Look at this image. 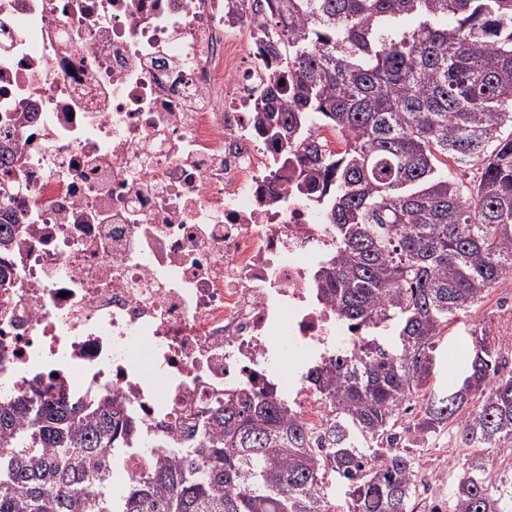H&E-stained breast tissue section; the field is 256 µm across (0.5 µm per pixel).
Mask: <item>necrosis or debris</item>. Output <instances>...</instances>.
Wrapping results in <instances>:
<instances>
[{
	"instance_id": "4bbe7bcc",
	"label": "necrosis or debris",
	"mask_w": 512,
	"mask_h": 512,
	"mask_svg": "<svg viewBox=\"0 0 512 512\" xmlns=\"http://www.w3.org/2000/svg\"><path fill=\"white\" fill-rule=\"evenodd\" d=\"M267 25L253 0H0V173L26 219L0 256V398L114 400L140 423L124 481L242 391L325 430L306 364L360 341L314 285L335 230L257 132L287 79Z\"/></svg>"
}]
</instances>
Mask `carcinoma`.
Listing matches in <instances>:
<instances>
[{
    "label": "carcinoma",
    "mask_w": 512,
    "mask_h": 512,
    "mask_svg": "<svg viewBox=\"0 0 512 512\" xmlns=\"http://www.w3.org/2000/svg\"><path fill=\"white\" fill-rule=\"evenodd\" d=\"M267 55L289 93L261 96V130L300 148L311 124L349 138L307 145L296 191L315 195L338 251L316 275L340 322L370 333L363 353L315 367L334 447L321 451L281 404L243 392L212 410L185 456L112 495V449L136 422L110 399L0 400V512H411L419 471L401 413L422 397L415 434L445 428L482 448L452 512H512V372L472 331L457 382L429 387L437 338L512 282V0H256ZM413 18L407 29L402 21ZM475 167L456 180L448 162ZM11 178L0 180V250L12 245ZM345 487L338 505L327 474ZM310 142L314 143L322 154L340 153L347 146V139L343 134L336 131L335 128L322 124L314 126Z\"/></svg>",
    "instance_id": "1"
}]
</instances>
